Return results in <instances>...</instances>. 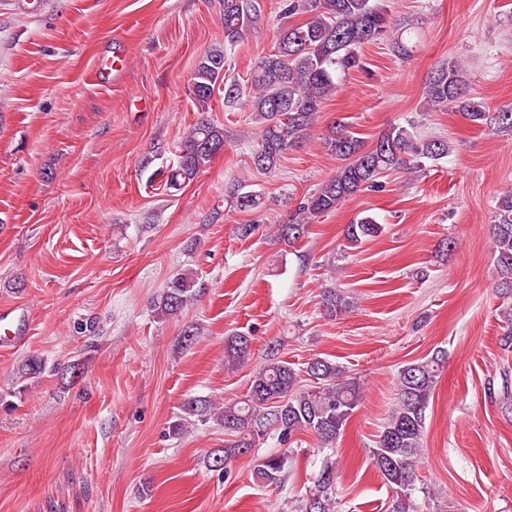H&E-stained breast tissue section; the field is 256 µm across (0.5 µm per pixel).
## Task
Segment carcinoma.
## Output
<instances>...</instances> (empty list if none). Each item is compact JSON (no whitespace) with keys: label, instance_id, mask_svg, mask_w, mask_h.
<instances>
[{"label":"carcinoma","instance_id":"carcinoma-1","mask_svg":"<svg viewBox=\"0 0 512 512\" xmlns=\"http://www.w3.org/2000/svg\"><path fill=\"white\" fill-rule=\"evenodd\" d=\"M297 15L303 22H293ZM274 52L259 58L244 87L226 77L228 50L262 19L260 0H224V47L204 52L198 58L191 94L198 117L186 132L175 166L168 171L167 188L179 191L191 183L212 158L224 150V127L209 115L208 105L215 86L224 85V108L229 112H249L261 124V143L252 155L256 170L270 173L288 152L301 147L310 137L324 104L337 89L339 71L363 68L360 50L392 31L386 0H280ZM395 55L406 57L413 51L412 36H394ZM429 109L456 107L469 122L512 130V108L489 112L485 103L471 92L464 66L456 60L437 67L424 87ZM327 154L341 161L336 173L304 198L292 219L280 224L276 238L289 244L305 236L308 225L335 211L362 187L392 169L409 168L416 159L438 160L448 155L450 146L441 139L414 141L404 126H393L378 136L371 147L338 122L322 137ZM232 203L242 211L255 209L261 199L239 189ZM382 225L372 216H363L346 225L344 237L353 245L378 236ZM497 288L512 297V192L503 196L492 216ZM202 284L191 272L173 275L154 310L162 317L175 316L201 293ZM324 313L333 318L347 312L349 301L332 288L321 295ZM251 339L234 334L225 343V363L234 366L248 354ZM445 356L437 351L426 361L404 365L398 373L397 404L379 431L370 449L371 463L392 489L388 512H411V491L417 480L416 462L421 451L425 409L443 369ZM315 384L300 386V373ZM361 401L356 383L344 378V371L325 358H313L301 370L278 357L271 347L263 365L252 376L243 397L215 403L191 398L182 404L180 420L172 432H183L189 421L213 422L224 427V447L211 452L206 465L223 471L236 458L246 455L265 437L277 438L284 446L255 465L256 478L266 486L282 481L292 450L286 447L292 436L307 431L323 448H331ZM339 463L330 460L319 471L309 490L305 512H333Z\"/></svg>","mask_w":512,"mask_h":512}]
</instances>
